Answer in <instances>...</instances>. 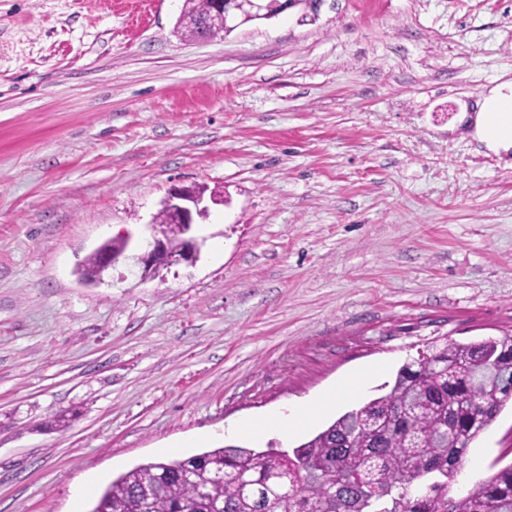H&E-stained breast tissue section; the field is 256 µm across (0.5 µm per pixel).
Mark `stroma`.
Here are the masks:
<instances>
[{
    "instance_id": "obj_1",
    "label": "stroma",
    "mask_w": 512,
    "mask_h": 512,
    "mask_svg": "<svg viewBox=\"0 0 512 512\" xmlns=\"http://www.w3.org/2000/svg\"><path fill=\"white\" fill-rule=\"evenodd\" d=\"M183 8L0 0V512H89L87 477L378 366L305 431L239 438L296 447L428 342L512 334V158L456 123L512 79V0H325L209 41ZM198 185L195 266L81 279ZM467 455L450 495L512 464V402Z\"/></svg>"
}]
</instances>
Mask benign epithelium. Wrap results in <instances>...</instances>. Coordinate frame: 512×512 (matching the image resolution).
<instances>
[{
  "label": "benign epithelium",
  "mask_w": 512,
  "mask_h": 512,
  "mask_svg": "<svg viewBox=\"0 0 512 512\" xmlns=\"http://www.w3.org/2000/svg\"><path fill=\"white\" fill-rule=\"evenodd\" d=\"M322 0H279V10H272V0H216L215 9L223 15L224 30L227 33L256 20L275 18L288 9L298 6L305 11L316 13ZM204 191L197 187H174L162 201L170 220L182 227L183 235L180 245L170 250L165 239L157 232L133 240L128 232L122 239L130 244L128 258L131 260L130 271L141 281L148 280L147 273L153 267L155 257L160 253L168 254V266L185 264L194 265L199 259L200 245L193 235V226L197 220L208 215V207L202 205ZM119 262V258L108 250L100 254V265L96 268L94 280L104 281V275Z\"/></svg>",
  "instance_id": "benign-epithelium-1"
}]
</instances>
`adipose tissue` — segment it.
I'll list each match as a JSON object with an SVG mask.
<instances>
[{"mask_svg": "<svg viewBox=\"0 0 512 512\" xmlns=\"http://www.w3.org/2000/svg\"><path fill=\"white\" fill-rule=\"evenodd\" d=\"M512 108V80H504L492 87L483 96L479 109L470 117L473 135L485 147L496 153L512 151V129L507 123L511 121L506 114ZM365 380L364 375H357L338 389L327 392L301 407H290L271 416L258 419L229 423L226 432L237 436L243 433L259 434L276 428L283 434L290 435L309 424L315 414L335 407L337 401L345 399L359 389Z\"/></svg>", "mask_w": 512, "mask_h": 512, "instance_id": "ef3b65f1", "label": "adipose tissue"}]
</instances>
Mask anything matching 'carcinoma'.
Listing matches in <instances>:
<instances>
[{
    "instance_id": "1",
    "label": "carcinoma",
    "mask_w": 512,
    "mask_h": 512,
    "mask_svg": "<svg viewBox=\"0 0 512 512\" xmlns=\"http://www.w3.org/2000/svg\"><path fill=\"white\" fill-rule=\"evenodd\" d=\"M190 9L223 28L209 0ZM512 400V335L433 342L389 390L290 449L226 445L140 464L91 512H512V464L463 496L448 495L473 441ZM216 474L224 479L212 482Z\"/></svg>"
}]
</instances>
